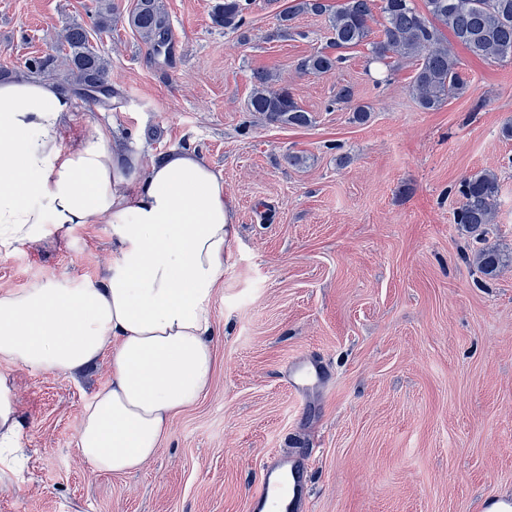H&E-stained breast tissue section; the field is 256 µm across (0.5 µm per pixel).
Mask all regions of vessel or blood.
<instances>
[{"mask_svg": "<svg viewBox=\"0 0 512 512\" xmlns=\"http://www.w3.org/2000/svg\"><path fill=\"white\" fill-rule=\"evenodd\" d=\"M311 380L323 384L324 371L301 361L296 362L292 376L295 390H306ZM302 473V464L292 459L281 461L273 468L263 469L252 496L251 512H303Z\"/></svg>", "mask_w": 512, "mask_h": 512, "instance_id": "vessel-or-blood-1", "label": "vessel or blood"}]
</instances>
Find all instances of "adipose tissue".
<instances>
[{"label":"adipose tissue","mask_w":512,"mask_h":512,"mask_svg":"<svg viewBox=\"0 0 512 512\" xmlns=\"http://www.w3.org/2000/svg\"><path fill=\"white\" fill-rule=\"evenodd\" d=\"M75 110L57 82L0 81V252L95 220L115 252L98 283L0 293V479L26 462L16 368L74 376L106 361L110 383L76 434L81 461L105 475L151 461L215 370L213 303L237 237L223 178L190 147L141 166L100 128L68 146Z\"/></svg>","instance_id":"obj_1"}]
</instances>
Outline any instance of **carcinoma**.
Returning <instances> with one entry per match:
<instances>
[{
  "label": "carcinoma",
  "mask_w": 512,
  "mask_h": 512,
  "mask_svg": "<svg viewBox=\"0 0 512 512\" xmlns=\"http://www.w3.org/2000/svg\"><path fill=\"white\" fill-rule=\"evenodd\" d=\"M372 0H343L334 7L329 0H291L277 13L279 30L288 35L292 21L300 14L323 15L331 34L330 46L336 53L313 52L303 57L298 69L316 75L332 74L345 61L342 51L354 48L371 34L369 20ZM252 0H222L215 5L212 21L226 31H238L247 23ZM382 30L372 42L375 59L396 58L413 61L416 72L411 93L425 111L439 109L445 101L466 92L467 82L460 72L461 62L453 49L441 38L444 26L473 56L489 63L512 58V0H425V11L418 10L413 0H382ZM112 0H99L95 12L96 33L112 32ZM128 25L152 50L168 54L173 43L169 19L160 0H137L127 16ZM66 71L63 81L78 89L92 104L105 105L115 90L110 81V63L89 42V32L81 25L65 30L61 41ZM247 101V109L270 123L306 126L311 115L292 97L288 88L273 87L275 75L258 72ZM353 90L341 86L335 102L346 105L353 119L364 123L372 109L368 105H352ZM461 197L455 223L469 233L483 235L494 223L495 201L499 180L495 172L481 170L464 178L458 189ZM476 264L486 276L495 275L502 257L492 246L476 253Z\"/></svg>",
  "instance_id": "1"
}]
</instances>
